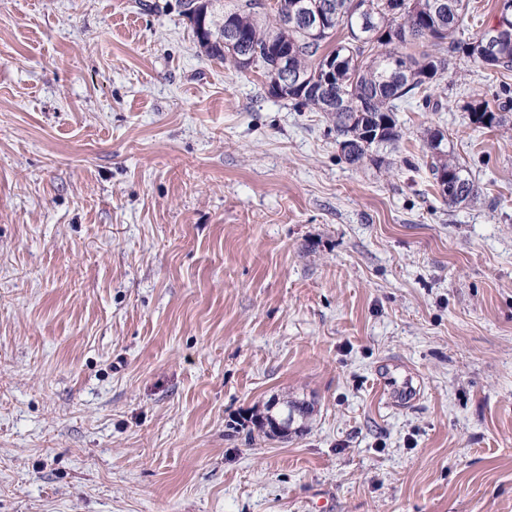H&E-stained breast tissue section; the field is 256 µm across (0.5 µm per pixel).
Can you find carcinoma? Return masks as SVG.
Returning a JSON list of instances; mask_svg holds the SVG:
<instances>
[{
    "label": "carcinoma",
    "instance_id": "cac0c4a2",
    "mask_svg": "<svg viewBox=\"0 0 512 512\" xmlns=\"http://www.w3.org/2000/svg\"><path fill=\"white\" fill-rule=\"evenodd\" d=\"M292 2L277 0L271 16L260 14L259 0H237L230 11L220 0L207 6L187 0L184 6L192 31L202 22L214 31L210 39H197L205 55L238 70V48L224 44L230 32L270 82L279 72L275 48L288 47L306 85L283 90L281 98L295 111L324 113L336 144L344 147L338 160L353 168L384 164L377 148L402 138L398 113L410 106L420 112L443 110L437 90L457 63L501 75L512 72V34L488 56L485 43L491 29L472 31L466 21L469 0H445L443 12L431 10L429 0H302L312 10L335 15V21L316 35L300 20L286 17ZM334 51L340 65L333 83L324 89L323 60ZM496 101L494 109L482 98L468 105L470 122L484 128L502 125L505 113L512 112V85L500 83ZM438 136L436 130L427 131L424 158L433 185L450 206L468 202L477 195L475 183L452 150L434 145ZM309 412L305 402L285 399L277 415L255 422L257 433L266 439L282 437Z\"/></svg>",
    "mask_w": 512,
    "mask_h": 512
}]
</instances>
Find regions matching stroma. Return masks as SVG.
<instances>
[{"label":"stroma","mask_w":512,"mask_h":512,"mask_svg":"<svg viewBox=\"0 0 512 512\" xmlns=\"http://www.w3.org/2000/svg\"><path fill=\"white\" fill-rule=\"evenodd\" d=\"M182 10L0 0V512H512V122L464 110L496 74L355 169ZM441 135L438 131L427 130L426 166L432 175L433 185L449 206L460 205L471 201L477 195V188L466 167L453 155L449 146L434 145L435 139ZM441 140L444 136L441 135ZM448 176V192L443 188V177ZM310 407L305 402L285 399L280 405L277 417L266 415L265 420L255 422L258 435L266 439H274L286 435L296 420L305 419Z\"/></svg>","instance_id":"stroma-1"}]
</instances>
